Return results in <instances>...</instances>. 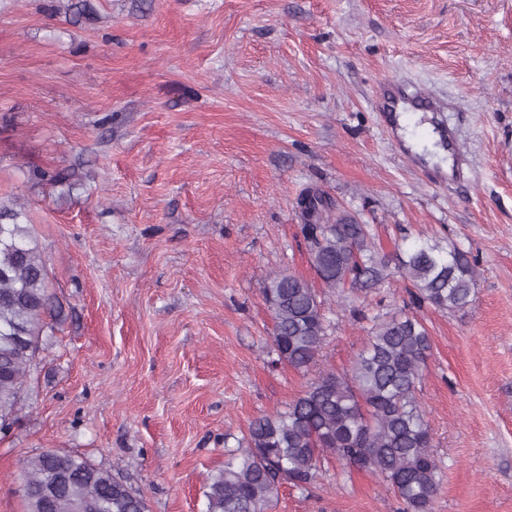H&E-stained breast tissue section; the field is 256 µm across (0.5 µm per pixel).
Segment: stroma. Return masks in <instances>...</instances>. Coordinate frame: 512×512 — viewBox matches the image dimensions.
<instances>
[{"label":"stroma","instance_id":"35a3bbf8","mask_svg":"<svg viewBox=\"0 0 512 512\" xmlns=\"http://www.w3.org/2000/svg\"><path fill=\"white\" fill-rule=\"evenodd\" d=\"M0 0V202L25 206L61 305L0 433V512L47 448L122 475L149 512H207L254 418L350 367L372 319H421L418 398L444 479L432 512H512V0ZM388 75L451 104L466 181L430 185L372 92ZM316 186L401 239L468 251L472 304H412L400 278L329 296L330 335L276 362L262 289L316 276L296 202ZM327 464L271 512H400Z\"/></svg>","mask_w":512,"mask_h":512}]
</instances>
